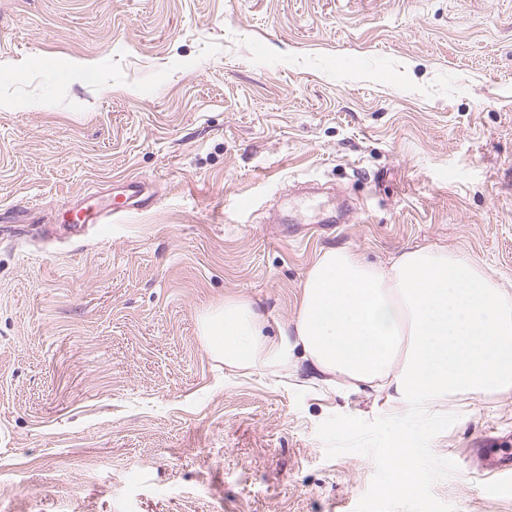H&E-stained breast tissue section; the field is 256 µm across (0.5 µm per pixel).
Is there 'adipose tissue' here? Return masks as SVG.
Instances as JSON below:
<instances>
[{
  "label": "adipose tissue",
  "mask_w": 512,
  "mask_h": 512,
  "mask_svg": "<svg viewBox=\"0 0 512 512\" xmlns=\"http://www.w3.org/2000/svg\"><path fill=\"white\" fill-rule=\"evenodd\" d=\"M265 323L229 298L206 311L200 334L229 369L342 383L395 413L512 393V291L460 251L414 247L374 266L320 250L292 327L270 338Z\"/></svg>",
  "instance_id": "ef3b65f1"
}]
</instances>
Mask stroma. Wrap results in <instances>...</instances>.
Returning <instances> with one entry per match:
<instances>
[{
    "instance_id": "obj_1",
    "label": "stroma",
    "mask_w": 512,
    "mask_h": 512,
    "mask_svg": "<svg viewBox=\"0 0 512 512\" xmlns=\"http://www.w3.org/2000/svg\"><path fill=\"white\" fill-rule=\"evenodd\" d=\"M129 176L147 208L61 233ZM415 246L512 290V0H0V512H512V394L396 414L199 334ZM408 437H410L408 434H402L388 451V460L393 467L394 482L402 490L407 489L414 479L409 461L414 457L417 448L413 447Z\"/></svg>"
}]
</instances>
